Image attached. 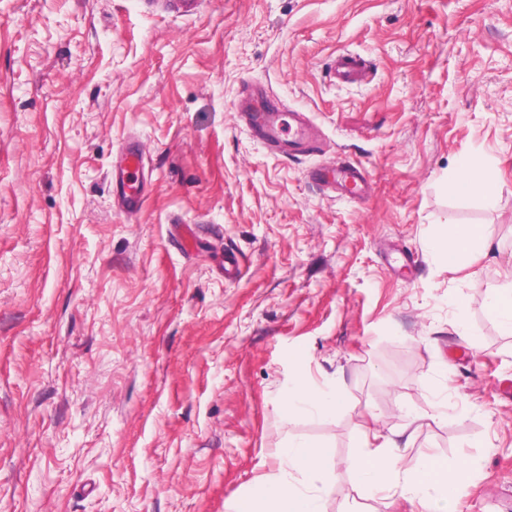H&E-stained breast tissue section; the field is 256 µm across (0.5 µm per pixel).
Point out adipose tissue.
I'll list each match as a JSON object with an SVG mask.
<instances>
[{"instance_id": "ef3b65f1", "label": "adipose tissue", "mask_w": 512, "mask_h": 512, "mask_svg": "<svg viewBox=\"0 0 512 512\" xmlns=\"http://www.w3.org/2000/svg\"><path fill=\"white\" fill-rule=\"evenodd\" d=\"M489 247L484 228L475 224H446L432 243L442 263L451 269L462 268ZM362 438V452L342 463L359 486L389 498L418 500L427 512H455L465 491L469 460L452 465L429 455L407 460L399 431L387 435L368 427ZM276 458V469L261 480L266 510H258L252 500L244 499L236 503L233 512H322L321 501L333 475L325 448L292 442L277 449Z\"/></svg>"}]
</instances>
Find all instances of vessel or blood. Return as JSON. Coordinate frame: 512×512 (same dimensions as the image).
<instances>
[{
  "mask_svg": "<svg viewBox=\"0 0 512 512\" xmlns=\"http://www.w3.org/2000/svg\"><path fill=\"white\" fill-rule=\"evenodd\" d=\"M330 73L339 83L359 82L367 77L365 62L350 53L338 54L331 62ZM242 109L249 129L271 151L288 154L310 148L311 129L301 113L284 112L254 98L243 100ZM121 155L123 166L116 183L127 209L134 211L141 205L136 180L143 167V152L137 143L128 142L122 145ZM322 179L352 194L359 190L364 176L360 168L348 165L325 170Z\"/></svg>",
  "mask_w": 512,
  "mask_h": 512,
  "instance_id": "1",
  "label": "vessel or blood"
}]
</instances>
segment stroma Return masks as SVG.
Here are the masks:
<instances>
[{
    "label": "stroma",
    "instance_id": "1",
    "mask_svg": "<svg viewBox=\"0 0 512 512\" xmlns=\"http://www.w3.org/2000/svg\"><path fill=\"white\" fill-rule=\"evenodd\" d=\"M177 2L0 0V512H229L288 441L338 462L410 411L407 458L473 463L456 512H512V335L487 309L512 280V0ZM344 51L367 81L330 77ZM250 83L313 150L253 137ZM131 137L136 212L112 181ZM344 162L360 194L318 179ZM463 163L497 171L492 202L449 192ZM451 219L494 243L459 272L430 248ZM301 382L347 409L285 415ZM331 483L323 512H422Z\"/></svg>",
    "mask_w": 512,
    "mask_h": 512
}]
</instances>
